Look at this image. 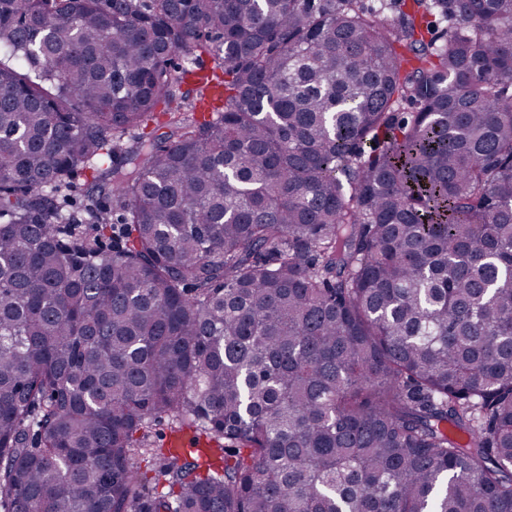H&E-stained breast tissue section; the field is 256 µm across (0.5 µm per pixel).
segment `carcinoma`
Instances as JSON below:
<instances>
[{"mask_svg": "<svg viewBox=\"0 0 512 512\" xmlns=\"http://www.w3.org/2000/svg\"><path fill=\"white\" fill-rule=\"evenodd\" d=\"M511 87L512 0H0V512H512ZM91 183V170L77 171L71 179L70 186L56 195L55 205L57 210L63 217L76 221L87 217L86 211L91 206L102 210L112 224V229L101 239L100 246L107 251L118 250L124 245L123 237L119 235L118 230L124 228V225L120 224L121 212L112 209L110 199L102 196L91 197ZM113 231H115L114 234ZM170 431L171 424L166 418L153 423L148 433L149 440L153 445L152 448H163L165 451L166 446L172 455H180L183 448L189 447L187 436L184 433L170 434L164 446L165 435Z\"/></svg>", "mask_w": 512, "mask_h": 512, "instance_id": "1", "label": "carcinoma"}]
</instances>
